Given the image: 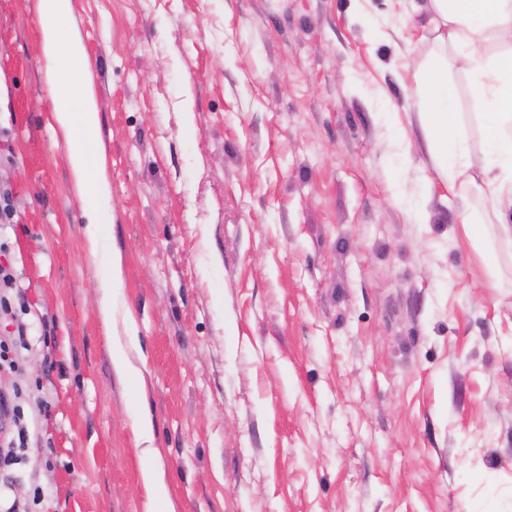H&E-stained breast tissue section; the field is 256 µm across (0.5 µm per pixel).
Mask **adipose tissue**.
<instances>
[{
	"label": "adipose tissue",
	"instance_id": "ef3b65f1",
	"mask_svg": "<svg viewBox=\"0 0 512 512\" xmlns=\"http://www.w3.org/2000/svg\"><path fill=\"white\" fill-rule=\"evenodd\" d=\"M433 22L471 67L474 85L485 104L481 138L485 162L472 174L464 162V145L451 122L453 100L448 91L444 56L429 57L420 67L423 94L415 104L421 123L433 135L432 157L450 186L466 190L484 182L492 209L512 204V0H431ZM38 24L40 53L53 88L51 110L67 132V157L88 214L85 235L96 241L106 219L108 185L89 171V135L99 120L96 100L88 91L90 73L85 47L71 37L70 0H42ZM497 43L499 53L484 57L477 48Z\"/></svg>",
	"mask_w": 512,
	"mask_h": 512
}]
</instances>
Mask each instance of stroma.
Wrapping results in <instances>:
<instances>
[{"label":"stroma","instance_id":"stroma-1","mask_svg":"<svg viewBox=\"0 0 512 512\" xmlns=\"http://www.w3.org/2000/svg\"><path fill=\"white\" fill-rule=\"evenodd\" d=\"M40 5L0 0V203L42 323L12 476L37 512H512V244L474 189L466 233L413 110L444 54L480 170L482 101L430 0H71L111 191L94 246ZM121 286L122 281L119 268L116 264H113L111 272L102 277L98 285L104 297L102 312L106 319L110 320L112 318V294L114 296V288H121Z\"/></svg>","mask_w":512,"mask_h":512}]
</instances>
